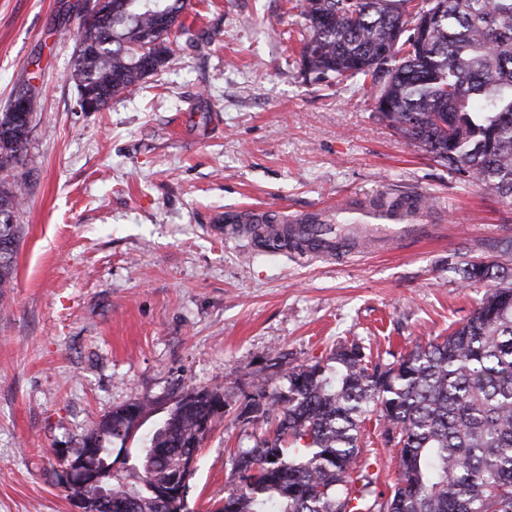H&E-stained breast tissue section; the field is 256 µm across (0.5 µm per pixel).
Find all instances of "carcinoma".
Masks as SVG:
<instances>
[{
	"instance_id": "1",
	"label": "carcinoma",
	"mask_w": 512,
	"mask_h": 512,
	"mask_svg": "<svg viewBox=\"0 0 512 512\" xmlns=\"http://www.w3.org/2000/svg\"><path fill=\"white\" fill-rule=\"evenodd\" d=\"M188 0H112V20L75 33L71 80L98 109L172 62L174 40L195 41ZM303 70L318 79L363 77L380 117L421 144L448 174L512 200V0H301ZM32 129L0 112V299L11 286L21 239L17 215L34 171ZM391 216L405 198L373 201ZM462 283L489 288L442 340L418 342L386 362L356 341L288 369L287 391L258 386L238 417L260 419L261 437L232 455L230 488L213 512H512V274L497 263L454 267ZM149 399L110 412L82 446L125 442ZM225 407L224 390L189 386L143 439L138 464L112 475L124 512H169L160 490L180 483L198 434ZM395 449L388 491L360 463L364 424Z\"/></svg>"
}]
</instances>
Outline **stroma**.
Returning <instances> with one entry per match:
<instances>
[{"mask_svg":"<svg viewBox=\"0 0 512 512\" xmlns=\"http://www.w3.org/2000/svg\"><path fill=\"white\" fill-rule=\"evenodd\" d=\"M69 2L0 0V109L28 81L40 103L0 302V512H78L59 449L147 398L125 443L136 458L184 387L219 384L226 407L186 498L207 512L231 449L262 433L238 417L257 385L285 389L287 368L346 340L384 355L447 335L487 289L452 265L500 260L512 203L397 135L362 79L304 74L299 0H191L196 42L100 112L80 110L70 78ZM382 195L423 200L436 236L311 260L224 233L248 208L291 217ZM363 446L386 489L397 472L376 421Z\"/></svg>","mask_w":512,"mask_h":512,"instance_id":"stroma-1","label":"stroma"}]
</instances>
